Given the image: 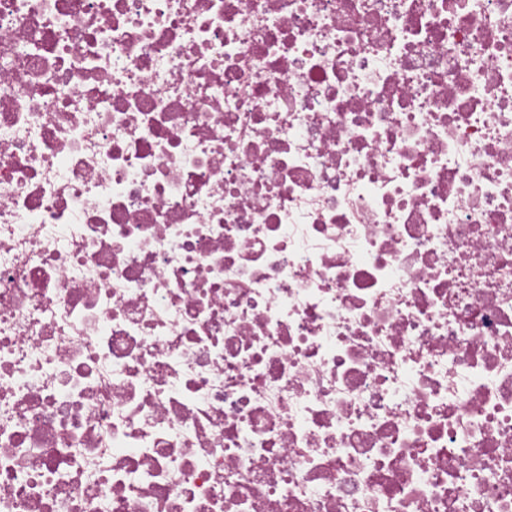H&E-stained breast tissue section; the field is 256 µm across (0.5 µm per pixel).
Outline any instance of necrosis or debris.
<instances>
[{"mask_svg": "<svg viewBox=\"0 0 512 512\" xmlns=\"http://www.w3.org/2000/svg\"><path fill=\"white\" fill-rule=\"evenodd\" d=\"M0 512H512V0H0Z\"/></svg>", "mask_w": 512, "mask_h": 512, "instance_id": "4bbe7bcc", "label": "necrosis or debris"}]
</instances>
